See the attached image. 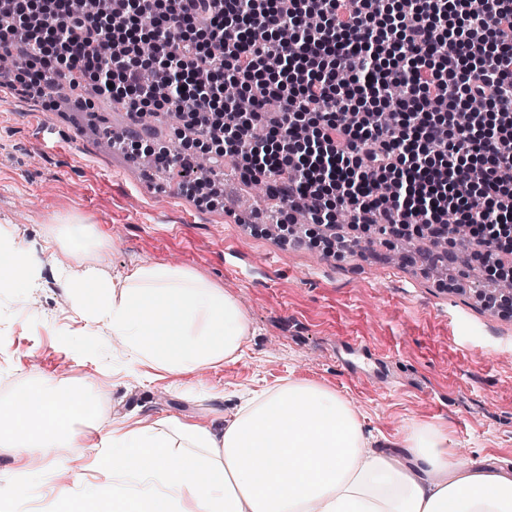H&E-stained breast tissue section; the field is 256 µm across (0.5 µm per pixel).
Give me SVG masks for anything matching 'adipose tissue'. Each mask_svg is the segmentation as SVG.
Segmentation results:
<instances>
[{
    "mask_svg": "<svg viewBox=\"0 0 512 512\" xmlns=\"http://www.w3.org/2000/svg\"><path fill=\"white\" fill-rule=\"evenodd\" d=\"M0 275L20 293L40 273L26 243L0 226ZM87 334L121 339L132 370L190 374L236 359L249 323L237 299L186 266L141 263L113 277L86 266L65 277ZM83 392L40 382L0 402V445L27 474L31 449L52 455L98 437L106 477L91 498L55 512H512V475L458 469L446 436L407 432L398 460L372 451L351 405L317 384L291 381L242 403L223 433L208 421L122 420L107 433Z\"/></svg>",
    "mask_w": 512,
    "mask_h": 512,
    "instance_id": "adipose-tissue-1",
    "label": "adipose tissue"
}]
</instances>
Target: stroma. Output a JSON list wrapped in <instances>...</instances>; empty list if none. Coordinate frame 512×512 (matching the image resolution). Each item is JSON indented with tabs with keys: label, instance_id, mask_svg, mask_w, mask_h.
<instances>
[{
	"label": "stroma",
	"instance_id": "stroma-1",
	"mask_svg": "<svg viewBox=\"0 0 512 512\" xmlns=\"http://www.w3.org/2000/svg\"><path fill=\"white\" fill-rule=\"evenodd\" d=\"M251 187L225 158L214 193H189L179 169L154 177L125 152H105L94 131L79 127L54 95L28 96L0 83V224L11 225L42 268L43 285L26 297L0 280V398L47 380L83 386L99 408L97 425L132 416L207 420L223 427L243 395L291 380L317 383L345 398L377 448L402 439L411 425L443 431L459 468L512 470V315L500 316L474 292L458 293L420 262L433 240L414 239L411 260L396 263V242L358 238L353 252L278 240L264 224L237 217ZM87 219L105 238L106 255L76 263L56 240L59 220ZM240 255L248 277L227 270ZM104 263L108 274L148 262L181 265L232 294L249 321L240 356L191 374L145 379L121 371L110 335H86L66 306L55 271L80 275ZM366 339L388 360L389 383L352 376L336 343ZM70 368L59 377L60 365ZM73 448L38 462L20 512H52L60 495L91 496L97 472L58 483L77 457Z\"/></svg>",
	"mask_w": 512,
	"mask_h": 512
}]
</instances>
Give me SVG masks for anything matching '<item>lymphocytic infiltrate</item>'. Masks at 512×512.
I'll list each match as a JSON object with an SVG mask.
<instances>
[{"instance_id":"1","label":"lymphocytic infiltrate","mask_w":512,"mask_h":512,"mask_svg":"<svg viewBox=\"0 0 512 512\" xmlns=\"http://www.w3.org/2000/svg\"><path fill=\"white\" fill-rule=\"evenodd\" d=\"M0 0V56L46 94L67 74L184 127L265 180L284 223L340 213L398 239L470 225L493 270L512 228V0ZM251 103L217 109L225 82Z\"/></svg>"}]
</instances>
